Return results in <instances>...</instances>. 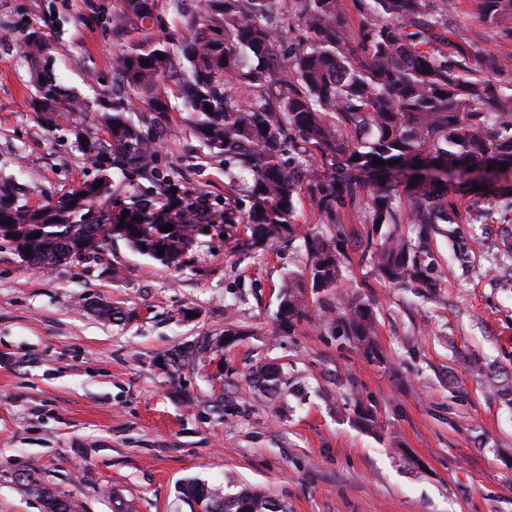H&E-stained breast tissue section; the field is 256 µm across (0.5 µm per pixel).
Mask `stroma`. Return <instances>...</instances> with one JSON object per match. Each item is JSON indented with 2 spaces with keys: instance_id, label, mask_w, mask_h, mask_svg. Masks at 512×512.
<instances>
[{
  "instance_id": "obj_1",
  "label": "stroma",
  "mask_w": 512,
  "mask_h": 512,
  "mask_svg": "<svg viewBox=\"0 0 512 512\" xmlns=\"http://www.w3.org/2000/svg\"><path fill=\"white\" fill-rule=\"evenodd\" d=\"M112 4L0 0V186L27 185L29 206L94 179L99 167L80 143L105 133L91 112L56 126L34 112L22 39L43 31L61 83L95 102L112 88ZM478 7L456 0L462 43L512 54ZM170 103L162 168L212 213L184 267L117 237L47 272L0 247V512H45L27 474L73 512H191L180 487L192 478L224 495H267L285 512H512V404L471 366L512 380V277L492 262L512 213L438 225L423 243L424 282L398 288L362 255L366 203L341 208L336 229L300 191L299 233L340 231L351 261L339 287L309 294L310 318L288 331L278 292L304 267L300 242L266 251L250 246L245 225L225 224L224 160L202 146L181 99ZM345 291L372 305L378 356L318 322L340 311ZM98 305L122 321L98 317ZM230 327L232 345L165 364L175 347ZM262 364L281 369L278 393L250 381Z\"/></svg>"
}]
</instances>
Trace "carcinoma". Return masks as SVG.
Instances as JSON below:
<instances>
[{
	"label": "carcinoma",
	"instance_id": "carcinoma-1",
	"mask_svg": "<svg viewBox=\"0 0 512 512\" xmlns=\"http://www.w3.org/2000/svg\"><path fill=\"white\" fill-rule=\"evenodd\" d=\"M165 1L180 28L159 38L154 30L164 21ZM181 2L115 0V83L112 100L98 104L108 138L80 145L91 158L109 153L112 168L127 178L151 177L156 199L175 212L168 221L173 230L159 233L155 222L136 221L137 208L110 211L106 170L98 175L100 188L89 182L36 209L20 203L15 189L0 190V224L44 225L41 237L24 243L0 238L18 253L31 249L33 268L52 269L69 261L67 245L96 240L86 250L90 256L101 248L105 225L121 220L124 240L136 252L165 267L185 265L209 210L202 197L156 166L172 84L194 115L199 141L224 157L229 182L241 172L251 175L242 204L224 207V223L248 225L254 246L293 241L301 186L336 229L337 206L366 190L372 198L368 223L392 226L380 242L367 241L366 251L384 278L404 287L423 275L421 225L456 223L454 198L481 187L483 199L473 202L467 223L490 219L497 196L487 180L466 174L470 167H512V78H503L512 73V56L490 62L456 44L451 0H357L363 23L355 44L339 22L340 0H205L195 12L183 11ZM477 19L499 39L512 40V0H480ZM23 44L36 77L37 110L52 121L88 111L87 101L49 69L42 31L28 32ZM142 110L152 113L147 131L126 117ZM313 151L329 162L332 175L307 183L302 158ZM446 167L458 172L459 184L390 178ZM76 198L84 199L82 206L71 205ZM162 247L166 262L158 254ZM303 248L304 270L279 290L280 323L290 327L309 317L306 289L337 288L343 277L339 234L308 235ZM338 321L356 347L378 353L370 304L346 296ZM201 352L200 346H178L168 362L178 367ZM251 380L270 393L282 385L270 364L256 367ZM25 486L47 512H66L65 498L37 479L26 477ZM181 494L189 502L206 497L214 512H275L276 501L251 491L220 497L189 480Z\"/></svg>",
	"mask_w": 512,
	"mask_h": 512
}]
</instances>
